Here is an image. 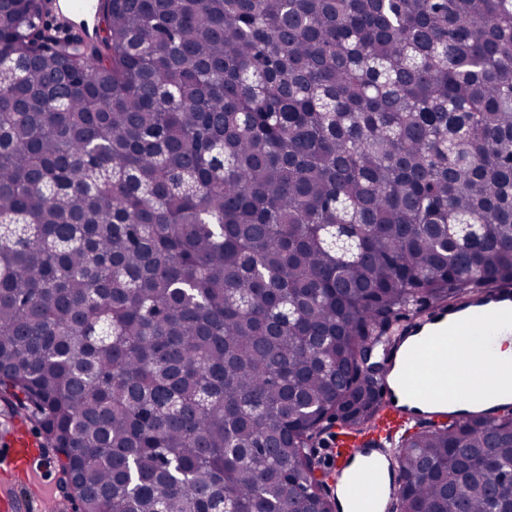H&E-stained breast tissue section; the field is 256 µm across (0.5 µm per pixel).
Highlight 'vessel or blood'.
<instances>
[{"instance_id": "1", "label": "vessel or blood", "mask_w": 512, "mask_h": 512, "mask_svg": "<svg viewBox=\"0 0 512 512\" xmlns=\"http://www.w3.org/2000/svg\"><path fill=\"white\" fill-rule=\"evenodd\" d=\"M100 5L101 0H58L56 20L63 27H72L86 7ZM470 322L479 323L490 336L512 326V288H489L468 300L432 307L424 317L405 320L385 353L379 390L382 410L370 437L340 431L330 450L328 469L337 476L333 489L338 512H382V490L395 486L396 475L386 464L381 438L424 420L441 424L476 413L495 418L512 412V387L496 390L491 405L479 408L458 393L455 369L435 368L428 373L421 369L422 364L447 355L459 329ZM38 446L37 437L17 427L11 467L0 474V507L5 512H19L17 482L34 483L30 460Z\"/></svg>"}]
</instances>
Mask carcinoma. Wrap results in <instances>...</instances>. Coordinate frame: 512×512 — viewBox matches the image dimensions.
Wrapping results in <instances>:
<instances>
[{
	"label": "carcinoma",
	"mask_w": 512,
	"mask_h": 512,
	"mask_svg": "<svg viewBox=\"0 0 512 512\" xmlns=\"http://www.w3.org/2000/svg\"><path fill=\"white\" fill-rule=\"evenodd\" d=\"M0 9V412L83 512H336L391 318L512 283V0ZM388 512H512V413L384 440ZM88 5L87 0H60L57 1L56 21L63 27L74 26V17L82 13Z\"/></svg>",
	"instance_id": "obj_1"
}]
</instances>
